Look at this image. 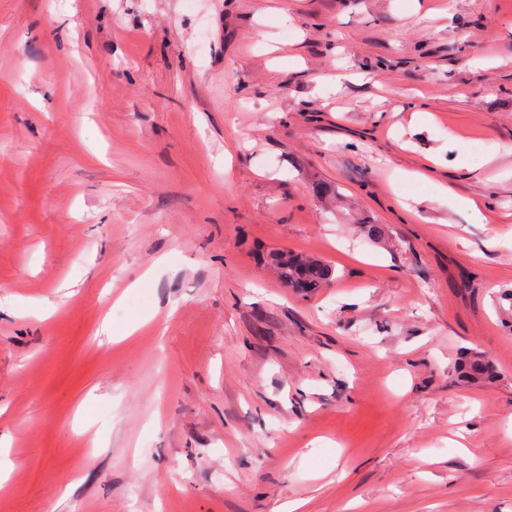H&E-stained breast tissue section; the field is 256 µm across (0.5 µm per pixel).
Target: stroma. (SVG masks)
<instances>
[{"mask_svg":"<svg viewBox=\"0 0 512 512\" xmlns=\"http://www.w3.org/2000/svg\"><path fill=\"white\" fill-rule=\"evenodd\" d=\"M510 288L512 0H0V512H512ZM272 260L281 279L285 283L288 282V285L298 286L302 292H312L321 288L333 275L332 267L316 257L278 253Z\"/></svg>","mask_w":512,"mask_h":512,"instance_id":"1","label":"stroma"}]
</instances>
